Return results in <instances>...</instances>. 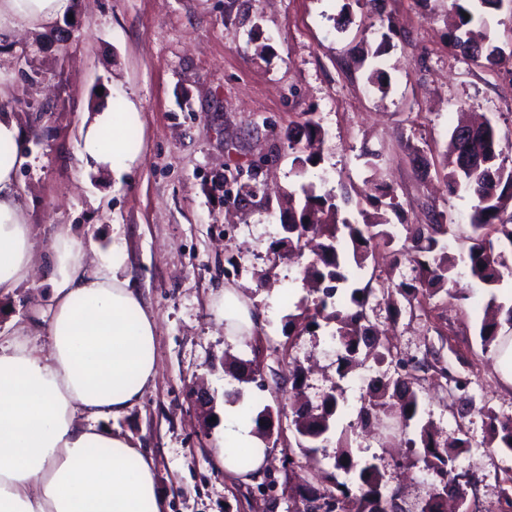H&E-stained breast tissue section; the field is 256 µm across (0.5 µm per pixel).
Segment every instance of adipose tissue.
<instances>
[{"instance_id": "ef3b65f1", "label": "adipose tissue", "mask_w": 512, "mask_h": 512, "mask_svg": "<svg viewBox=\"0 0 512 512\" xmlns=\"http://www.w3.org/2000/svg\"><path fill=\"white\" fill-rule=\"evenodd\" d=\"M72 0H0V44L71 13ZM141 123L135 105L104 101L84 113L85 171L121 178L140 161L126 132ZM16 112L0 106V297L32 287L36 250L19 200L26 163ZM50 275L36 318L0 342V512H164L153 461L109 421L136 405L153 384L155 318L124 275L119 254L64 232L48 254ZM224 334L238 342L261 322L234 288L219 311ZM46 326V350L30 346ZM248 397L225 405L223 440L214 450L230 479L261 471L269 450L249 421ZM248 465H241V458Z\"/></svg>"}]
</instances>
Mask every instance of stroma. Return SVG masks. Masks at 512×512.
Listing matches in <instances>:
<instances>
[{"label":"stroma","instance_id":"1","mask_svg":"<svg viewBox=\"0 0 512 512\" xmlns=\"http://www.w3.org/2000/svg\"><path fill=\"white\" fill-rule=\"evenodd\" d=\"M71 18L0 46V88L17 112L31 158L18 183L37 253L72 231L101 249L119 247L132 287L156 318L158 373L133 409L110 423L154 459L169 512H288L295 490L262 489L260 479L228 480L213 450L223 436L226 361L256 363L242 382L256 409L293 400L290 375L304 371L305 397L320 403L340 388L344 409L314 459L295 473L328 487L338 438L354 460L375 463L386 493L420 512L431 475L390 462L401 441L386 427L356 428L373 380L397 361L430 358L418 372L421 420L440 444L463 440L459 469L477 480L476 499L496 507L512 485V450L497 447L481 408L512 417V388L483 351L479 328L488 296L459 274L460 300L440 290L407 300L394 286L411 279L391 263L403 236L378 244L377 260L351 279L371 285L366 315L387 349L339 377L330 335L336 321L290 332L288 317L315 296L279 240L288 194L301 183L356 198L388 184L408 223L443 213L457 234L472 202L449 195L444 154L460 109L486 114L512 142V67L489 68L449 47L451 0H381L379 11L354 0H73ZM132 101L141 114L132 142L141 161L122 179L84 173L79 127L101 96ZM313 113L326 132L320 163L297 175L289 131ZM255 197L236 203L239 183ZM238 288L262 322L233 344L214 306ZM465 381L458 390L457 381ZM211 407L201 412L198 388ZM470 408L461 412L459 399Z\"/></svg>","mask_w":512,"mask_h":512}]
</instances>
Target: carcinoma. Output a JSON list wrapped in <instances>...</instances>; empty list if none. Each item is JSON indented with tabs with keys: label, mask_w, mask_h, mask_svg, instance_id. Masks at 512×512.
I'll use <instances>...</instances> for the list:
<instances>
[{
	"label": "carcinoma",
	"mask_w": 512,
	"mask_h": 512,
	"mask_svg": "<svg viewBox=\"0 0 512 512\" xmlns=\"http://www.w3.org/2000/svg\"><path fill=\"white\" fill-rule=\"evenodd\" d=\"M503 0H453L454 24L448 30V44L455 49L470 41L471 27L485 25V16L498 11ZM512 58V49L507 51L489 37L484 39V50L472 57L483 60L490 67ZM303 126L305 140L292 142L293 165L300 174L321 160L324 132L313 114H308ZM462 125H457L450 137L447 154L446 185L448 193H466L472 201L470 228L459 256L448 253L441 237L449 233L443 224L444 216H433L430 224H407L400 222L406 232L405 240L411 244L410 261L414 263V277L401 282L395 290L406 296L415 293H434L445 287L454 288L456 268L463 265L470 277L485 289L489 296L487 308L491 313L481 322L479 336L484 351L498 345L502 329L512 330V305L498 301L497 289L506 279H512V166L502 147V139L496 124L487 120L476 131L474 139L461 138ZM302 206L288 217V225L282 227L283 237L279 244L299 252L311 249L312 260L303 268L304 279L314 284L320 293L313 307H306L297 316H291L288 325L302 331L319 326L318 319L334 320L339 327L333 339L340 352V359L348 366L358 362L362 348L380 346L378 337L366 326V305L371 293V284L354 288L349 294L347 312L339 310L326 315L328 300L334 298L340 288L348 283V259H353L356 269L363 270L374 257L376 244L390 240V220L384 211L401 217L400 204L394 190L376 185L365 195L367 205L374 213L358 224L341 215L337 196L331 192L315 193L313 186L301 185ZM321 215L317 221H304V214ZM404 365L397 364L395 376L373 385L369 398L357 415V425L362 429L384 419L394 420L408 428L419 414L418 397L410 386V378L402 374ZM341 409L340 396L329 393L320 403H299L291 407L292 423L299 436L297 448L304 455L316 451L315 442L331 432ZM284 409L267 406L256 418L259 432L269 436L273 433V416H281ZM486 424L493 438L503 448L512 449V417H501L493 409L484 411ZM411 455L418 457L425 468L445 479L443 486L430 491L421 512H448V493L458 490L462 473L456 469L457 454L451 449L439 447L421 428L419 440H410ZM335 469L348 474L359 470L356 489L346 482L334 481L333 486L320 490L313 486L304 488L301 494L303 506L293 512H309L304 503L318 501L322 512H385L386 495L379 479L378 467L370 462L357 467L348 444L338 440Z\"/></svg>",
	"instance_id": "1"
}]
</instances>
